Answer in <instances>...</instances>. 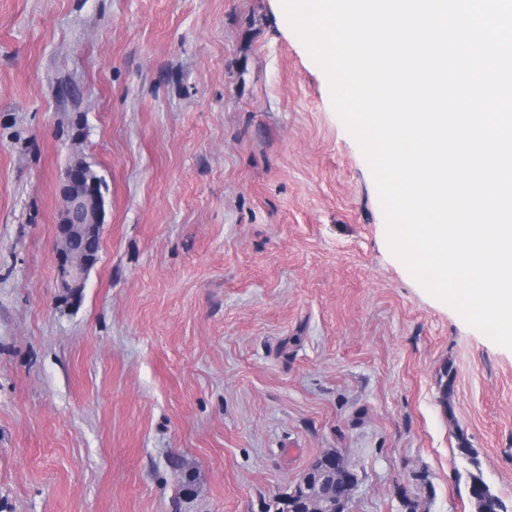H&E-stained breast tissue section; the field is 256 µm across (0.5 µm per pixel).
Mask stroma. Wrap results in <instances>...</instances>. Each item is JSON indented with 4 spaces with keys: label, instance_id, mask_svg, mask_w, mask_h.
<instances>
[{
    "label": "stroma",
    "instance_id": "1",
    "mask_svg": "<svg viewBox=\"0 0 512 512\" xmlns=\"http://www.w3.org/2000/svg\"><path fill=\"white\" fill-rule=\"evenodd\" d=\"M328 451L351 512H512V350L391 253L280 0H0V512H274ZM62 196L65 207L58 224L60 239H69L84 234L99 235L104 224V198L101 184L90 169L82 164L67 168ZM97 261L74 260L65 255L60 249L57 251V272L61 288L67 296L73 297L80 294L84 288L86 275ZM469 493L478 512H508L504 502L478 476L471 475Z\"/></svg>",
    "mask_w": 512,
    "mask_h": 512
}]
</instances>
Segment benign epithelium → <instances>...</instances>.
<instances>
[{
    "mask_svg": "<svg viewBox=\"0 0 512 512\" xmlns=\"http://www.w3.org/2000/svg\"><path fill=\"white\" fill-rule=\"evenodd\" d=\"M62 196L65 207L58 224V236L69 239L84 234L96 235L103 224L104 198L101 184L90 169L73 164L67 168ZM96 265L92 260H74L57 251V272L67 296L80 294L86 275ZM357 486V476L338 452L316 457L302 478L281 494L284 512L290 503H303L306 512H349Z\"/></svg>",
    "mask_w": 512,
    "mask_h": 512,
    "instance_id": "benign-epithelium-1",
    "label": "benign epithelium"
}]
</instances>
